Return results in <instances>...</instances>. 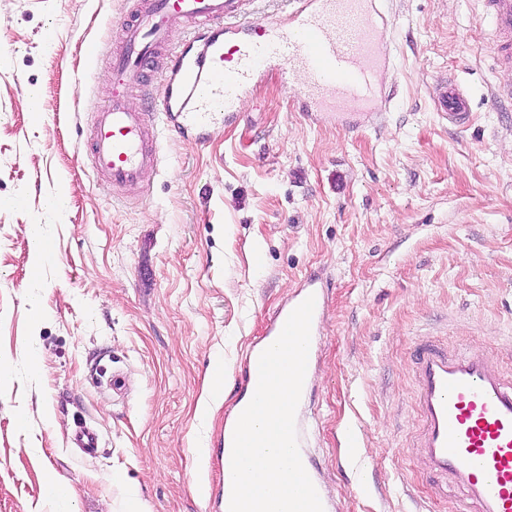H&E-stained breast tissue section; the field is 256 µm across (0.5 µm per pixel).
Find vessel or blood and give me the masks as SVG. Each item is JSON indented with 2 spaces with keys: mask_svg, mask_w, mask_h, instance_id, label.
Masks as SVG:
<instances>
[{
  "mask_svg": "<svg viewBox=\"0 0 512 512\" xmlns=\"http://www.w3.org/2000/svg\"><path fill=\"white\" fill-rule=\"evenodd\" d=\"M243 0H136L112 52V93L99 108L90 142L94 172L134 187L145 169L160 168L162 154L146 113L131 109L128 93L144 71L165 73L161 114L174 129L204 136L236 123L244 100L270 65L284 83L303 74L300 89L308 116L371 112L376 85L389 63L390 18L381 0H291L275 25L249 21ZM492 34L495 64L512 69V0H480ZM179 16L206 27L194 52L170 44V20ZM440 118L468 124L472 103L454 80L442 81L434 99ZM314 297L312 327L324 319L326 293L308 275L269 319L264 338L244 363V393L224 420L232 446L236 422L253 397L260 354L279 337L289 314ZM420 423L414 443L424 467L453 488L473 512H512V382L479 349L454 352L426 341L412 353Z\"/></svg>",
  "mask_w": 512,
  "mask_h": 512,
  "instance_id": "vessel-or-blood-1",
  "label": "vessel or blood"
}]
</instances>
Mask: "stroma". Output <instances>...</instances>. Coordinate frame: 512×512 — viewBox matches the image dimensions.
Segmentation results:
<instances>
[{
	"label": "stroma",
	"mask_w": 512,
	"mask_h": 512,
	"mask_svg": "<svg viewBox=\"0 0 512 512\" xmlns=\"http://www.w3.org/2000/svg\"><path fill=\"white\" fill-rule=\"evenodd\" d=\"M130 5L0 0V512H224L247 345L312 271L328 287L302 411L319 481L339 512H461L411 451L410 354L481 348L512 380V106L492 97L512 71L491 62L479 0H386L388 100L357 130L310 120L272 70L235 125L160 131L164 162L137 188L89 156ZM450 76L465 129L432 109ZM102 368L121 392L95 386ZM82 423L97 454L70 442Z\"/></svg>",
	"instance_id": "35a3bbf8"
}]
</instances>
